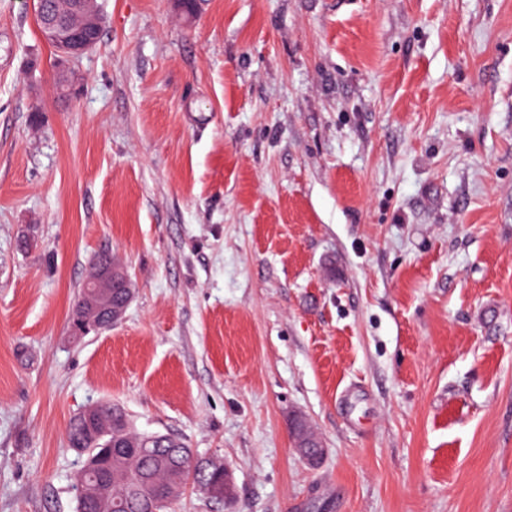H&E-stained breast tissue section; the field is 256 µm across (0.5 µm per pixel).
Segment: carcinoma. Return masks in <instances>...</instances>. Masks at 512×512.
<instances>
[{
    "instance_id": "cac0c4a2",
    "label": "carcinoma",
    "mask_w": 512,
    "mask_h": 512,
    "mask_svg": "<svg viewBox=\"0 0 512 512\" xmlns=\"http://www.w3.org/2000/svg\"><path fill=\"white\" fill-rule=\"evenodd\" d=\"M101 425L112 426V437L121 447L107 458L112 476V512H166L182 494L190 478L212 485L228 501L232 480L224 478L220 463L195 465L191 449L180 440L162 433H141L133 428L118 407L100 409Z\"/></svg>"
}]
</instances>
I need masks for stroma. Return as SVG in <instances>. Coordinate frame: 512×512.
I'll return each mask as SVG.
<instances>
[{
  "instance_id": "1",
  "label": "stroma",
  "mask_w": 512,
  "mask_h": 512,
  "mask_svg": "<svg viewBox=\"0 0 512 512\" xmlns=\"http://www.w3.org/2000/svg\"><path fill=\"white\" fill-rule=\"evenodd\" d=\"M97 3L69 60L0 0V512L103 402L230 467L169 512H512V0ZM129 279L127 274L112 265H105L102 271L84 286L82 293L73 305L71 318L73 323L78 321L81 316L80 300L82 298L84 305V319L82 328L85 332L91 330H103L115 324L124 314L125 309L131 301V291L128 286ZM112 288H124V295L118 303L113 300L118 299L123 293L121 291L113 292ZM105 315L106 324H101L100 317Z\"/></svg>"
}]
</instances>
